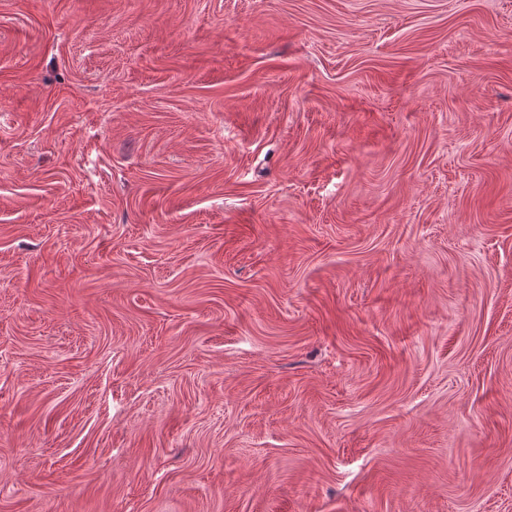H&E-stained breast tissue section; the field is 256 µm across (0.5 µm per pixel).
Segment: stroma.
Returning a JSON list of instances; mask_svg holds the SVG:
<instances>
[{
	"label": "stroma",
	"instance_id": "stroma-1",
	"mask_svg": "<svg viewBox=\"0 0 512 512\" xmlns=\"http://www.w3.org/2000/svg\"><path fill=\"white\" fill-rule=\"evenodd\" d=\"M0 512H512V0H0Z\"/></svg>",
	"mask_w": 512,
	"mask_h": 512
}]
</instances>
